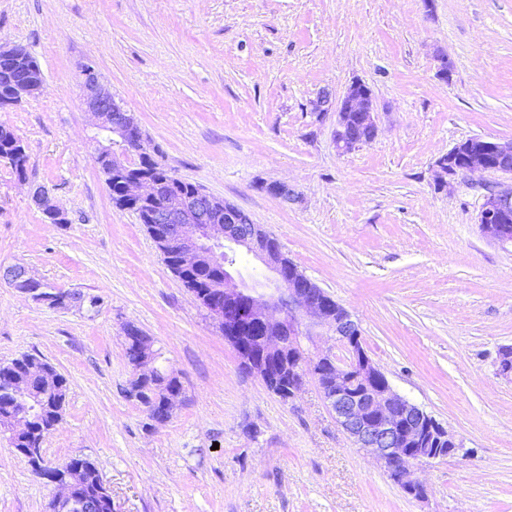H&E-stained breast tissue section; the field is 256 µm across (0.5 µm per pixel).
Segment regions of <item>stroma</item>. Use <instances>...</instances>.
Masks as SVG:
<instances>
[{
	"instance_id": "stroma-1",
	"label": "stroma",
	"mask_w": 512,
	"mask_h": 512,
	"mask_svg": "<svg viewBox=\"0 0 512 512\" xmlns=\"http://www.w3.org/2000/svg\"><path fill=\"white\" fill-rule=\"evenodd\" d=\"M1 43L24 46L44 83L0 110L29 179L0 162V271L86 298L53 308L0 279V362L36 354L68 382L47 463L94 461L116 512H512V374L498 371L512 246L478 224L512 173L437 179L465 140H512V0H0ZM88 61L161 163L276 238L359 323L393 388L467 449L414 468L424 499L353 444L314 379L284 401L244 370L137 214L113 205L79 100ZM355 80L378 133L342 153L335 114L313 103ZM130 324L182 382L165 424L127 394ZM55 493L0 442V512H44Z\"/></svg>"
}]
</instances>
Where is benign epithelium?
I'll list each match as a JSON object with an SVG mask.
<instances>
[{"label":"benign epithelium","instance_id":"1","mask_svg":"<svg viewBox=\"0 0 512 512\" xmlns=\"http://www.w3.org/2000/svg\"><path fill=\"white\" fill-rule=\"evenodd\" d=\"M80 101L93 117L95 158L106 159L112 166V177L124 175L120 160L125 151L114 147L128 145L129 110L123 100L116 98L102 80L96 66L90 62L79 70ZM10 102L18 105L35 94L33 84L15 81L9 90ZM363 122L377 134V122L372 92L360 82L349 85L337 109L334 139L336 147L349 151L360 142L344 134L347 113ZM512 159V142L481 139L476 145L448 153V165L441 166L445 175L458 171H496L508 173L512 168L506 161ZM126 195L141 200H157L159 205L150 215L157 225V236L169 238L171 224L182 225L173 245L184 266L221 261L224 263V283L216 289L208 312L214 322L228 333L227 339L245 354L246 364L267 384L275 382L268 369L267 358L288 356L297 361L293 372L300 380L312 375L321 383L320 390L336 422L353 440L387 469L397 474L406 492L423 489L410 479L411 469L417 465L459 455L460 448L451 443L448 448H435L449 439L448 431L435 418L397 394L387 377L374 366L363 348L361 330L347 311H334L333 301L303 274L283 269L280 257L265 247L262 239L241 236L240 209L224 203L201 189L189 194L165 193L162 185L150 178L127 182ZM33 197L41 210L52 220L63 223V212L53 204L49 191L37 187ZM512 212V187H503L486 196L479 213V224L484 233L497 242L512 245V225L499 224L495 216ZM243 249L258 259L272 273L265 281L246 283L228 260L229 253ZM22 293L49 302L53 295L38 291L28 271L7 280ZM325 336L331 345L315 356L303 353L301 359L289 352L294 344ZM23 400V408L8 418V432L20 435L27 431L30 412L39 405L41 394L29 386L15 390ZM27 458L36 473L58 488L47 504V512H87L88 499L79 495L81 471L74 466L45 464L41 455L30 448L14 449Z\"/></svg>","mask_w":512,"mask_h":512}]
</instances>
